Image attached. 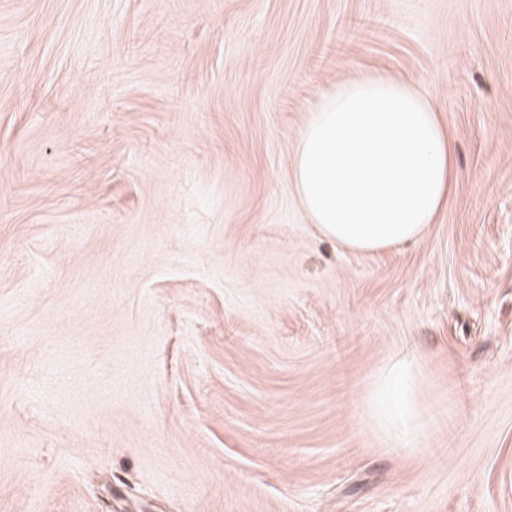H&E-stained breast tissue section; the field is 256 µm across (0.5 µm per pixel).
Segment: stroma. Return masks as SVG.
Returning <instances> with one entry per match:
<instances>
[{"label": "stroma", "mask_w": 512, "mask_h": 512, "mask_svg": "<svg viewBox=\"0 0 512 512\" xmlns=\"http://www.w3.org/2000/svg\"><path fill=\"white\" fill-rule=\"evenodd\" d=\"M377 73L459 177L359 253L289 169ZM0 512H512V0H0ZM410 377L406 370L391 375L380 389V403L385 408L386 418L405 425L409 416L407 388Z\"/></svg>", "instance_id": "obj_1"}]
</instances>
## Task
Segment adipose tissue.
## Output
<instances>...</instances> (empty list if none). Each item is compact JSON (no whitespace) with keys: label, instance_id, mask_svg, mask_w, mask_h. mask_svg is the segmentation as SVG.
Segmentation results:
<instances>
[{"label":"adipose tissue","instance_id":"1","mask_svg":"<svg viewBox=\"0 0 512 512\" xmlns=\"http://www.w3.org/2000/svg\"><path fill=\"white\" fill-rule=\"evenodd\" d=\"M458 178L437 110L414 85L384 75L338 83L299 131L290 183L324 238L355 252L419 241ZM407 371L380 389L388 420L409 416Z\"/></svg>","mask_w":512,"mask_h":512}]
</instances>
